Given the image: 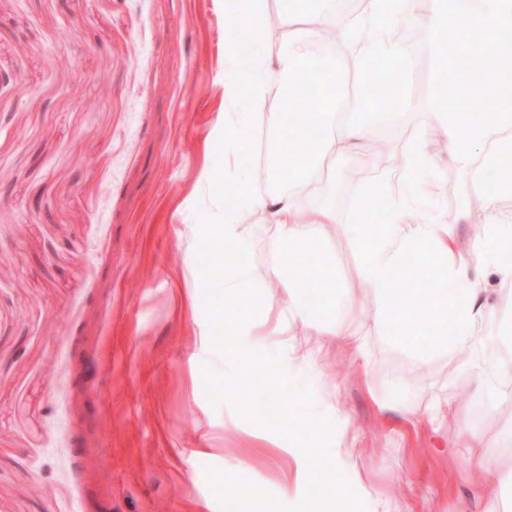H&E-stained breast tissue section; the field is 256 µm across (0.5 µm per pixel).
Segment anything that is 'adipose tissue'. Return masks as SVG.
Segmentation results:
<instances>
[{"instance_id":"adipose-tissue-1","label":"adipose tissue","mask_w":512,"mask_h":512,"mask_svg":"<svg viewBox=\"0 0 512 512\" xmlns=\"http://www.w3.org/2000/svg\"><path fill=\"white\" fill-rule=\"evenodd\" d=\"M242 13L244 29L257 49L246 61L229 57L224 68V194L234 205L225 209L224 221L216 225L217 235L238 243L242 260L226 264L224 289L237 301L238 325L235 344L242 353L256 352L258 342L255 312L250 290L252 269L244 255L251 246L243 220L251 216L266 235V270L283 289V313L290 321L302 323L320 336L339 332L338 320L322 321L303 300L307 283L287 268L283 255L304 253L309 243L300 233L304 224H332L336 212L332 208L308 204L303 191L284 186L279 177H271L263 190L251 184L247 170L238 164L239 156L248 146L256 123H263L269 134L300 133L313 136L317 150L299 168L304 182L319 175L325 159L338 158L360 145L382 123L390 112L371 108L365 95L358 91L366 59L394 64L391 74L395 88H404L416 59V50L405 43L384 38L366 44L364 33L370 27L373 13L370 0H360L359 8L350 13L341 26L343 63L305 56L301 48L322 40L326 30L335 24L336 0H319L311 11L289 9L280 17L288 38L277 53L270 54L262 45L270 26L267 0H235ZM316 71L320 85L330 92L318 112L306 121L290 125L287 106L296 92L299 73ZM355 84L356 89L344 100H337L335 89ZM449 140L444 124L432 123L429 130L407 141L403 147L399 176L406 186L403 195L392 196L384 181L368 184L361 193L363 200L378 202L384 215L385 231L374 244L361 237V227L350 224L349 234L364 254L356 268L362 288L376 300L377 316L383 322L393 320L403 299V291L394 279L395 270L408 258L426 256L435 273L434 287L425 289L424 297L448 296L451 307L431 305L421 309L424 318L451 322L450 331L422 337L410 344L415 358L424 359L437 352L448 353L459 361L460 368L481 383L496 386L500 397L512 395L504 381L512 377V314L502 318L492 341L498 351L495 363L480 366L472 353L480 343L479 329L489 319L494 304L492 294L512 298V216L500 208L504 189L512 190V167L503 166L504 158L512 156V127L502 133L488 135L479 157L471 162L457 163V170L480 193L486 214L484 239L461 245L457 232L466 223L468 210H460L455 221L425 211L426 191L422 177L434 157L435 138ZM493 270L496 290L486 288L484 270Z\"/></svg>"}]
</instances>
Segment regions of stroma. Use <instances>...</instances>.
Segmentation results:
<instances>
[{
	"instance_id": "obj_1",
	"label": "stroma",
	"mask_w": 512,
	"mask_h": 512,
	"mask_svg": "<svg viewBox=\"0 0 512 512\" xmlns=\"http://www.w3.org/2000/svg\"><path fill=\"white\" fill-rule=\"evenodd\" d=\"M226 0H0V512H221L214 466L283 502L305 461L276 430L230 405L212 407L201 365L210 321L196 211L209 196L224 109V60L244 29ZM430 64L415 68L402 112L376 131L393 149L432 122ZM358 157L325 161L311 190L336 211L300 229L324 266L306 301L332 314L333 288L352 292L343 318L362 350L280 317L254 226L248 260L267 354L340 417L353 448L350 480L390 512H484L490 494L512 512V489L459 460L467 430L491 447L512 424V400L460 378L447 356L415 361L396 324L367 314L359 252L345 233L349 200L375 179ZM359 177H351L352 169ZM432 209L455 217L463 176L434 156ZM404 394L409 409L388 401Z\"/></svg>"
}]
</instances>
